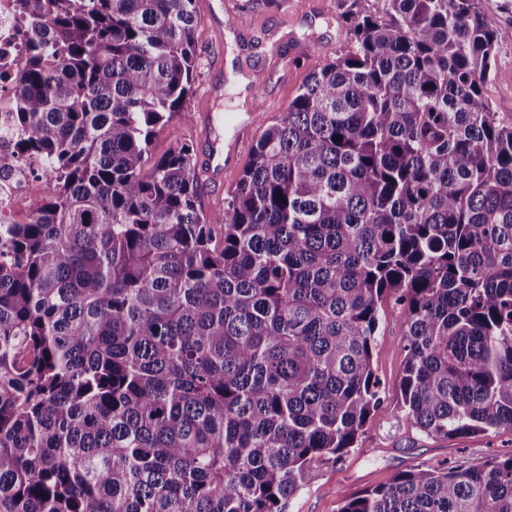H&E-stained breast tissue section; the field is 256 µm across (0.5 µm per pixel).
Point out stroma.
Instances as JSON below:
<instances>
[{
	"label": "stroma",
	"mask_w": 512,
	"mask_h": 512,
	"mask_svg": "<svg viewBox=\"0 0 512 512\" xmlns=\"http://www.w3.org/2000/svg\"><path fill=\"white\" fill-rule=\"evenodd\" d=\"M200 23L195 38L198 64L184 109L209 112L216 137L224 135L228 113L253 112L257 121L245 128L224 184L209 183L203 173L205 134L175 117L156 134L151 155L158 158L182 144L197 157L200 202L206 212L223 210L224 201L251 159L263 130L293 100L318 64L335 59L351 46L341 19L340 0H279L248 6L247 0H197ZM494 111L512 117V40L501 43L484 88ZM405 342L398 308L384 302L373 350V368L383 390L381 408L371 414L356 448L336 461L311 463L287 512H339L341 498L387 483L415 466L443 468L476 465L512 454V429L462 438H433L406 418L400 401Z\"/></svg>",
	"instance_id": "stroma-1"
}]
</instances>
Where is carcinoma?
Listing matches in <instances>:
<instances>
[{
  "label": "carcinoma",
  "instance_id": "carcinoma-1",
  "mask_svg": "<svg viewBox=\"0 0 512 512\" xmlns=\"http://www.w3.org/2000/svg\"><path fill=\"white\" fill-rule=\"evenodd\" d=\"M352 47L261 134L224 210L151 160L197 64L195 0H16L13 144L50 191L0 220V512H285L382 403L435 438L512 429V37L481 0H344ZM340 140L335 142L333 137ZM339 512H512V456L395 473ZM484 94L494 111L505 119L512 117V40L500 44Z\"/></svg>",
  "mask_w": 512,
  "mask_h": 512
}]
</instances>
